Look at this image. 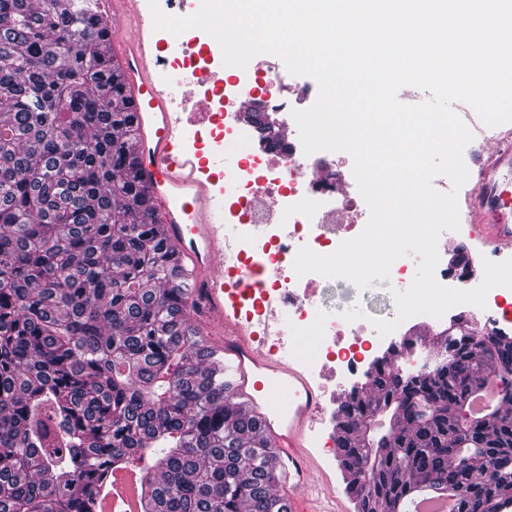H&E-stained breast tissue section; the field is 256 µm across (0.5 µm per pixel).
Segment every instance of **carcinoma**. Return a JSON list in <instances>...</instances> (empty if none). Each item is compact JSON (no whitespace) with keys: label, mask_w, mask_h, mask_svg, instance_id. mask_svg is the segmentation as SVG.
<instances>
[{"label":"carcinoma","mask_w":512,"mask_h":512,"mask_svg":"<svg viewBox=\"0 0 512 512\" xmlns=\"http://www.w3.org/2000/svg\"><path fill=\"white\" fill-rule=\"evenodd\" d=\"M107 36L89 0H0V512H99L110 470L134 462L142 512H288L257 419L224 399V361L187 323ZM487 338L447 337L411 373L385 358L378 397L339 405L357 512H402L419 488L512 512L504 397L471 410L512 367V338Z\"/></svg>","instance_id":"cac0c4a2"}]
</instances>
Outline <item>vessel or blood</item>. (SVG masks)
Listing matches in <instances>:
<instances>
[{
	"label": "vessel or blood",
	"instance_id": "1",
	"mask_svg": "<svg viewBox=\"0 0 512 512\" xmlns=\"http://www.w3.org/2000/svg\"><path fill=\"white\" fill-rule=\"evenodd\" d=\"M104 19L122 32L106 43L138 108L139 134L134 152L159 216V229L181 267L187 309L204 328L203 342L224 354V370L233 380L238 408L257 417L259 436L295 489L313 486L308 446L310 422L319 397L297 368L269 350L270 337L283 331L277 301H269L263 319L244 321L226 297L224 246L235 233L216 205L220 189L200 175L191 154L175 156L181 118L157 58L154 37L142 0H105ZM481 181L470 194V235L496 252L512 251V151L488 153L480 164Z\"/></svg>",
	"mask_w": 512,
	"mask_h": 512
}]
</instances>
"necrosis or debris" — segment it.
Listing matches in <instances>:
<instances>
[{"mask_svg": "<svg viewBox=\"0 0 512 512\" xmlns=\"http://www.w3.org/2000/svg\"><path fill=\"white\" fill-rule=\"evenodd\" d=\"M199 43L191 32L178 38L183 58L178 71L207 107L204 122L190 123L186 144L195 154L221 143L237 148L232 188L224 193V221L238 231L224 280L241 289L248 319H258L266 298L272 297L283 309L286 335H316L310 369L358 372L375 342V328L365 319L351 323L338 315L326 320L318 292L324 277L297 275L294 260L301 247L328 255L342 241L355 238L364 202L338 193L326 173L329 152L307 155L276 142L242 141L233 122L242 98L260 95L273 111L292 113L286 76L274 61L252 60L243 69L225 67L223 77L215 78L198 62Z\"/></svg>", "mask_w": 512, "mask_h": 512, "instance_id": "necrosis-or-debris-1", "label": "necrosis or debris"}]
</instances>
